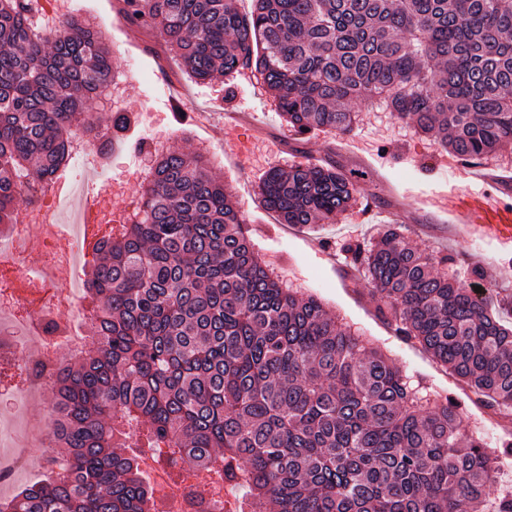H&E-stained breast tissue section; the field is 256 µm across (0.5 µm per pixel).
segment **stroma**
<instances>
[{
	"mask_svg": "<svg viewBox=\"0 0 512 512\" xmlns=\"http://www.w3.org/2000/svg\"><path fill=\"white\" fill-rule=\"evenodd\" d=\"M61 6L60 18L88 19L97 25L112 58L115 78L110 99L87 98L85 111L94 116L125 112L131 124L118 137L117 153L101 154L92 149L68 157L61 168L65 176L62 184L53 189L44 183L37 185L39 202H47L53 195L68 196L76 185L88 183L93 169L103 163L136 208L141 204L151 165L150 154L136 150V143L157 141L165 150L202 155L239 209L255 250L289 288L319 299L325 309L365 334L403 373L421 381L428 391L454 398L461 406L466 434L479 437L490 448L512 434L506 420L482 408L475 395L459 387L449 372L378 317L370 284L349 267L338 249L339 243L347 240H373L382 225L398 220L414 247L454 255L462 282H469L470 269L477 264L484 268L498 295L512 296V251L478 238H449L439 208L422 204L426 198L431 201L443 194L482 189L481 184L461 182L454 169L436 165L435 158L441 153L438 139L419 137L410 128L381 118L376 111L361 112L358 127L350 135L296 133L256 73L245 70L230 79L196 81L179 57L166 52L159 32L121 20L120 0H61ZM199 112L219 116L240 112L245 119L219 136L198 125L195 115ZM244 135L252 139L253 159L241 167L222 148L236 144ZM380 142L388 146L383 160L374 153ZM328 160L353 174L359 190L356 204L335 223L293 227L280 223L274 213L260 206L258 185L270 165L285 168ZM10 411L17 421L50 432L49 381L29 384L22 366L0 365V416ZM65 456V449L51 442L29 449L28 472L0 479V499L12 497L39 480L56 477L57 462Z\"/></svg>",
	"mask_w": 512,
	"mask_h": 512,
	"instance_id": "obj_1",
	"label": "stroma"
}]
</instances>
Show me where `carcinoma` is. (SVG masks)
Segmentation results:
<instances>
[{"label": "carcinoma", "mask_w": 512, "mask_h": 512, "mask_svg": "<svg viewBox=\"0 0 512 512\" xmlns=\"http://www.w3.org/2000/svg\"><path fill=\"white\" fill-rule=\"evenodd\" d=\"M123 0L160 30L196 80L259 73L289 127L345 135L376 104L466 160L512 150V0ZM113 81L102 36L73 19L52 35L29 0H0V226L33 181L59 171L83 101ZM334 164L270 169L264 206L285 224H328L356 202ZM86 293L97 355L49 376L63 474L0 512H160L127 440L247 489V512H483L497 458L461 447L459 403L415 386L255 253L224 184L202 157L154 155L136 220L95 243ZM341 250L370 283L379 317L490 407L512 410V298L478 300L452 255L419 251L398 224Z\"/></svg>", "instance_id": "obj_1"}]
</instances>
